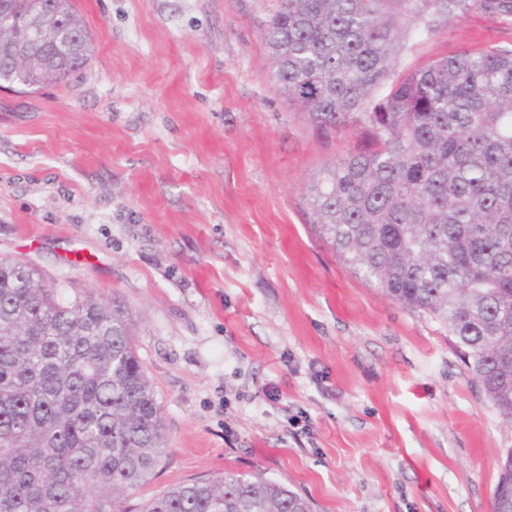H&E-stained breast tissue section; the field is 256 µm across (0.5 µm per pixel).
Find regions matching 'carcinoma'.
Returning a JSON list of instances; mask_svg holds the SVG:
<instances>
[{"instance_id": "cac0c4a2", "label": "carcinoma", "mask_w": 512, "mask_h": 512, "mask_svg": "<svg viewBox=\"0 0 512 512\" xmlns=\"http://www.w3.org/2000/svg\"><path fill=\"white\" fill-rule=\"evenodd\" d=\"M0 0V82L36 89L87 68L73 0ZM472 10L512 26V0H276L269 79L321 136L369 147L308 184L312 231L371 287L448 327L476 383L512 423V43L399 71L406 43ZM29 46L37 69L10 60ZM0 259V512H128L167 456L154 384L127 312L65 295ZM138 512H311L262 472L168 488ZM512 512V451L493 493Z\"/></svg>"}]
</instances>
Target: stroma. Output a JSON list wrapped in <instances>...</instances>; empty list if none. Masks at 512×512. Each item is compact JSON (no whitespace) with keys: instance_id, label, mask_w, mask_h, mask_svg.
Segmentation results:
<instances>
[{"instance_id":"1","label":"stroma","mask_w":512,"mask_h":512,"mask_svg":"<svg viewBox=\"0 0 512 512\" xmlns=\"http://www.w3.org/2000/svg\"><path fill=\"white\" fill-rule=\"evenodd\" d=\"M84 74L0 86V258L130 315L170 448L127 505L232 469L313 512H492L512 424L433 315L369 287L302 192L366 148L321 139L268 78L272 0H75ZM512 40L479 11L403 71Z\"/></svg>"}]
</instances>
